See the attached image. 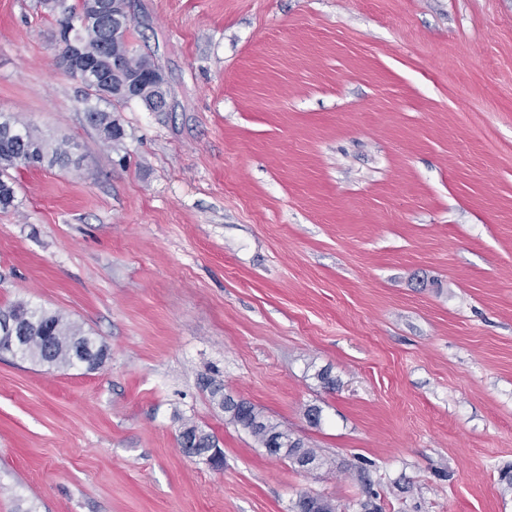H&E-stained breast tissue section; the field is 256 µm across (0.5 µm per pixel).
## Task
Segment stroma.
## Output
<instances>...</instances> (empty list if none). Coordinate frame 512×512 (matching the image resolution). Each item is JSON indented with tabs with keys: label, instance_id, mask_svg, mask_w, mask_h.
Segmentation results:
<instances>
[{
	"label": "stroma",
	"instance_id": "stroma-1",
	"mask_svg": "<svg viewBox=\"0 0 512 512\" xmlns=\"http://www.w3.org/2000/svg\"><path fill=\"white\" fill-rule=\"evenodd\" d=\"M127 4L170 96L109 149L55 15L0 0V112L72 145L10 171L0 307L109 353H0V512H512V0ZM214 380L327 466L259 448ZM7 318L14 320L24 336H31L19 350L10 352L24 359L58 368L73 367V363L87 368L95 361L93 353H86L79 347L73 355L75 346H84L95 352L108 351L105 344L98 343L92 336H88L79 325L60 312H50L28 303L16 302L0 307V322ZM44 328H47L50 334L44 336L47 342L52 336L49 343L37 337L43 336ZM14 330L15 327L10 323L6 324L3 330L1 328L2 346L12 348L23 339L24 336H15ZM181 435L184 436H191L195 438L198 442V447L201 452L208 451L212 448V452L206 456L204 459L212 468H221L222 460H221V454L219 451H217V445L213 437L209 434L204 432L203 430L199 429L195 425L186 426L184 430L182 431ZM196 441L191 442L190 440L187 441L186 448H183L184 451L188 454H191L196 457H201V455L198 453V449L196 447ZM202 458V457H201Z\"/></svg>",
	"mask_w": 512,
	"mask_h": 512
}]
</instances>
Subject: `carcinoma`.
Listing matches in <instances>:
<instances>
[{"label": "carcinoma", "mask_w": 512, "mask_h": 512, "mask_svg": "<svg viewBox=\"0 0 512 512\" xmlns=\"http://www.w3.org/2000/svg\"><path fill=\"white\" fill-rule=\"evenodd\" d=\"M41 4L59 15V39L62 43L82 41L92 52L99 54L103 47L113 50L118 45L130 43L131 22L127 19L125 4L122 0H107V11L113 26L120 29L115 38H108L106 31L95 24L93 26H71L69 17L59 11L56 0H41ZM85 116L88 123L98 130L100 139L107 147L119 143L124 130L118 121L112 118L116 106L124 104L120 99H112V90L104 91L92 82L82 83ZM70 160V150L51 147L36 135L30 127L19 124L7 113H0V209L7 210L14 206L15 188L8 170L19 165L38 166L47 163L51 166H65ZM10 318L23 335L29 337L14 354L23 359L48 364L55 367L73 366V349L84 346L96 352H104L107 347L84 333L82 328L60 312H50L33 307L28 303L16 302L0 307V322ZM48 329L51 341L41 338L43 329ZM212 396L218 398V405L228 416L230 423L247 432L254 441L265 449L271 448V441L276 437L288 439V447L280 449L282 457L298 467L307 465L319 468L323 465L320 455L307 442L292 436L288 430L271 421L252 403L243 399L236 400L223 393L221 386L214 387ZM182 435L191 436L198 442L200 451L205 452L216 447L213 437L195 425L184 428Z\"/></svg>", "instance_id": "1"}]
</instances>
